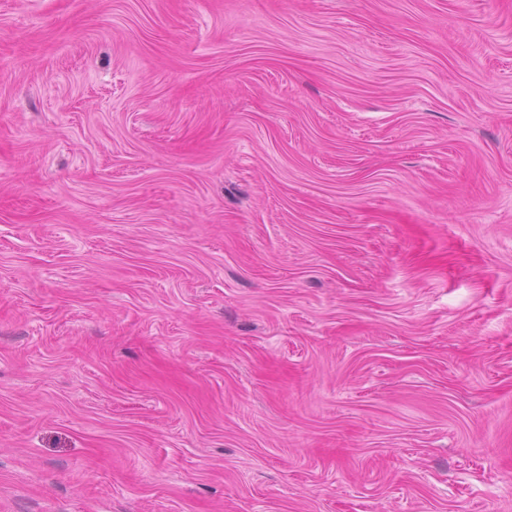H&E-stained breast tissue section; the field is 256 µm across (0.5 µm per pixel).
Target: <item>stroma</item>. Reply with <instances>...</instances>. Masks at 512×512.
<instances>
[{"mask_svg": "<svg viewBox=\"0 0 512 512\" xmlns=\"http://www.w3.org/2000/svg\"><path fill=\"white\" fill-rule=\"evenodd\" d=\"M0 512H512V0H0Z\"/></svg>", "mask_w": 512, "mask_h": 512, "instance_id": "stroma-1", "label": "stroma"}]
</instances>
